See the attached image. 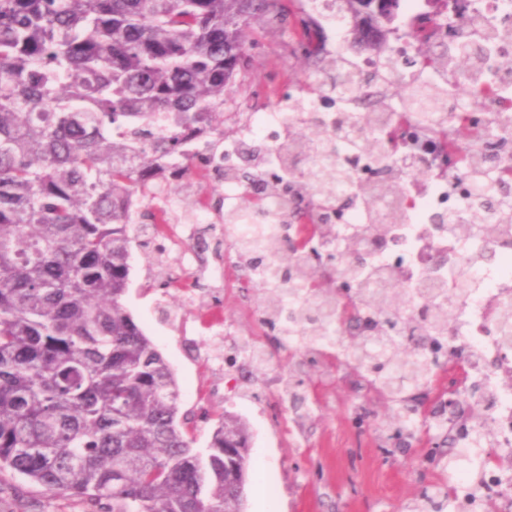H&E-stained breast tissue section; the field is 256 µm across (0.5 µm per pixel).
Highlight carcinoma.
Segmentation results:
<instances>
[{"label":"carcinoma","mask_w":512,"mask_h":512,"mask_svg":"<svg viewBox=\"0 0 512 512\" xmlns=\"http://www.w3.org/2000/svg\"><path fill=\"white\" fill-rule=\"evenodd\" d=\"M348 18L352 43L383 60V78L398 81L391 40L401 0H336ZM294 0H0V470L8 468L52 496L72 494L104 512H241L248 471V433L222 416L206 453L179 419L174 373L123 303L130 276L129 230L152 207L150 184L189 168L195 139H224V103L239 88L248 40L259 23L286 17ZM306 56H318L322 26L301 20ZM326 80L352 87L360 77L344 58L330 59ZM448 84L410 88L412 97L443 99ZM383 96L366 126L389 119ZM420 120L450 137L459 162L482 197L475 213L496 210L491 223L455 222L459 232L488 240L512 235V180L493 177L486 160L459 141L480 132L445 129L447 117ZM314 117L288 135L286 161L316 152L328 132ZM357 118L342 112L336 128L348 150L379 149L353 135ZM323 205L361 208L367 229L346 246L336 278L356 283L349 298L377 319L357 342L340 340L347 364L366 371L402 420L416 409L409 387L428 379L417 347L427 333L448 331L443 288L408 315L395 278L371 260L386 228L376 222L379 201L401 189L382 176L333 194L344 171L326 165L301 174ZM239 253L266 278L269 322L285 297L309 292L288 333L317 343L347 314L340 298L317 286L319 270L275 239L257 251L249 238ZM288 285L283 289L282 285Z\"/></svg>","instance_id":"obj_1"}]
</instances>
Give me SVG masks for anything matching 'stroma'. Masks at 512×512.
I'll list each match as a JSON object with an SVG mask.
<instances>
[{
	"label": "stroma",
	"mask_w": 512,
	"mask_h": 512,
	"mask_svg": "<svg viewBox=\"0 0 512 512\" xmlns=\"http://www.w3.org/2000/svg\"><path fill=\"white\" fill-rule=\"evenodd\" d=\"M298 18L266 20L246 50L245 81L224 109V135L234 137L247 110L270 104L274 94H305L306 63L297 35ZM219 175L187 173L171 184L179 206L172 223L189 229L200 254L184 263L164 250L146 225L135 231L124 304L146 336L172 365L180 390L179 415L186 418L195 448L205 449L222 414L240 418L250 435L248 478L242 512H413L422 488L438 484L454 467L448 456H429L438 427L414 435L408 451L392 457L382 448L394 428L385 397L363 400L359 372L310 353L279 347L277 333L260 325V293L241 296L215 280L214 270L238 262L224 244L223 212L209 215L216 231L198 240L195 216L220 190ZM260 343L269 362L254 367L248 347ZM301 376L304 403L292 408L272 395L273 376ZM370 428L347 427L353 410ZM0 512H97L84 500L50 496L27 478L0 473Z\"/></svg>",
	"instance_id": "35a3bbf8"
}]
</instances>
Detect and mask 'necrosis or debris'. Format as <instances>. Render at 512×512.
I'll list each match as a JSON object with an SVG mask.
<instances>
[{
	"instance_id": "1",
	"label": "necrosis or debris",
	"mask_w": 512,
	"mask_h": 512,
	"mask_svg": "<svg viewBox=\"0 0 512 512\" xmlns=\"http://www.w3.org/2000/svg\"><path fill=\"white\" fill-rule=\"evenodd\" d=\"M470 19L459 25V16ZM491 29L484 42V62L472 73V80L487 88V95L469 102L449 89L441 101L416 99L418 112L468 113L472 122L485 125L502 111L504 101H512V87L502 94H491V87L503 84L499 69L504 57L512 55V0H448V11L440 26L423 25L421 33L439 48L456 50L463 43L475 40L477 29ZM311 91L305 101L309 111L321 117L332 142L316 156L306 158L305 169L320 163L338 165L340 147L347 137L336 131V115L349 110L358 114L370 112L384 93V87L371 83L347 93L323 90L322 78L311 74ZM296 97H279L275 109L260 114L259 124L266 129L267 152L280 150L278 136L281 126L294 123ZM393 135L381 142V153L398 158V181L405 196V222L392 221L391 201L378 206V218L389 224L387 246L373 257L376 265L393 272L398 278L409 307H416L424 288L448 289V303L454 310L448 321V332L435 345L422 349L430 359L437 391L447 399L448 407L440 411L441 424L448 436V451L466 460L470 457L476 427L467 420L470 387L482 382L488 393L492 449L479 463L483 475L481 486L468 481L467 468L448 476L450 494L464 493L491 502L493 512H512V472L496 462L497 452L512 447V348L502 345L500 323L504 318L503 300L512 293V251L496 246L483 238H472L449 232L447 225L437 223L440 214L467 215V204L475 194L473 182L456 171L439 152L431 134L419 125L393 123ZM377 152V153H380ZM376 152H353L346 169L351 179L363 183L373 177L378 166ZM260 180L275 186L276 194L268 198L256 220L232 227L234 235L261 234L287 242L297 232V225L283 224L282 207H289L297 216L308 211L309 194L302 190L299 176H283L280 167L269 165ZM330 220L340 236L336 239H312L306 252L308 260L327 253L344 258V237L359 234L354 209H337Z\"/></svg>"
}]
</instances>
